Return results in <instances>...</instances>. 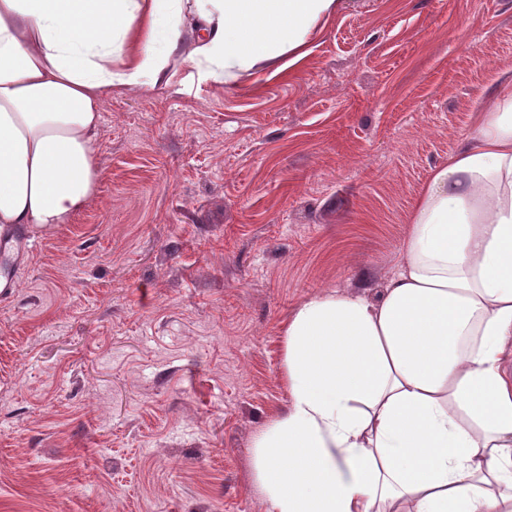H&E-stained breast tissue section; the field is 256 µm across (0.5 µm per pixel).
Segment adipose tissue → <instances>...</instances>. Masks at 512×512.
<instances>
[{"label": "adipose tissue", "mask_w": 512, "mask_h": 512, "mask_svg": "<svg viewBox=\"0 0 512 512\" xmlns=\"http://www.w3.org/2000/svg\"><path fill=\"white\" fill-rule=\"evenodd\" d=\"M342 0H0V225L95 192L115 93H181L306 53ZM378 299L337 289L284 328L290 401L261 429L267 512H512V97L434 169Z\"/></svg>", "instance_id": "1"}]
</instances>
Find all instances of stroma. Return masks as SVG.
Listing matches in <instances>:
<instances>
[{
	"label": "stroma",
	"instance_id": "stroma-1",
	"mask_svg": "<svg viewBox=\"0 0 512 512\" xmlns=\"http://www.w3.org/2000/svg\"><path fill=\"white\" fill-rule=\"evenodd\" d=\"M509 82L512 0H346L280 73L112 95L93 198L0 297V512H266L285 321L380 295Z\"/></svg>",
	"mask_w": 512,
	"mask_h": 512
}]
</instances>
